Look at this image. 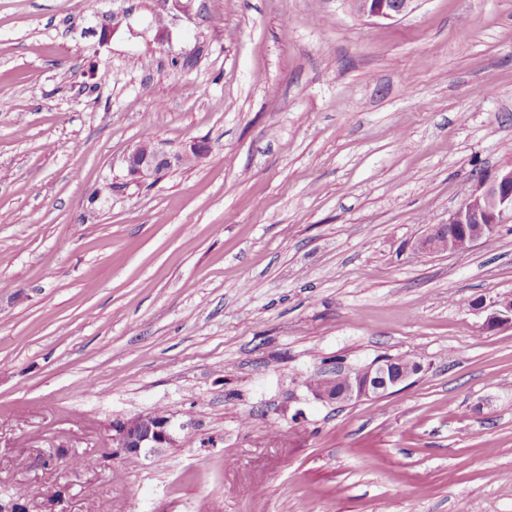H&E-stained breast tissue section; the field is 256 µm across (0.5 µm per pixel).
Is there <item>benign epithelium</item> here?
<instances>
[{"instance_id": "7a95c632", "label": "benign epithelium", "mask_w": 512, "mask_h": 512, "mask_svg": "<svg viewBox=\"0 0 512 512\" xmlns=\"http://www.w3.org/2000/svg\"><path fill=\"white\" fill-rule=\"evenodd\" d=\"M354 11L377 20H397L412 13L421 0H349ZM204 146L196 144L188 151H171L152 139L137 143L125 156L128 176L144 181L181 163L192 154L201 156ZM512 223V164L501 167L491 179H484L468 198L449 216L445 224H432L415 243L422 253L466 251L475 243L491 237L503 224ZM486 326L512 324V295L499 298L486 306ZM420 370L416 363L395 370L392 361L382 358L370 366L342 377L343 385L333 392L311 388L314 397L323 402L352 401L380 397L404 384ZM112 444L128 457L142 453H158L176 444L171 418L150 412L112 422Z\"/></svg>"}]
</instances>
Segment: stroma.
I'll return each mask as SVG.
<instances>
[{
  "label": "stroma",
  "instance_id": "35a3bbf8",
  "mask_svg": "<svg viewBox=\"0 0 512 512\" xmlns=\"http://www.w3.org/2000/svg\"><path fill=\"white\" fill-rule=\"evenodd\" d=\"M147 137L208 151L135 183ZM508 163L512 0H0V504L512 512V223L414 249ZM383 356L421 369L307 388ZM422 0H349L354 11L377 20H397L412 13ZM476 306L483 311L491 309L486 318L487 327L493 328L501 324H512V295L500 297L498 300L491 302L489 306L483 305V302L476 304ZM420 370V364L396 371L387 357L379 359L370 366L340 377L343 385L332 392L324 388H310L317 400L323 402L352 401L380 397L388 391L404 384ZM111 430L112 444L128 457L159 453L177 442L171 418L157 412L113 421Z\"/></svg>",
  "mask_w": 512,
  "mask_h": 512
}]
</instances>
